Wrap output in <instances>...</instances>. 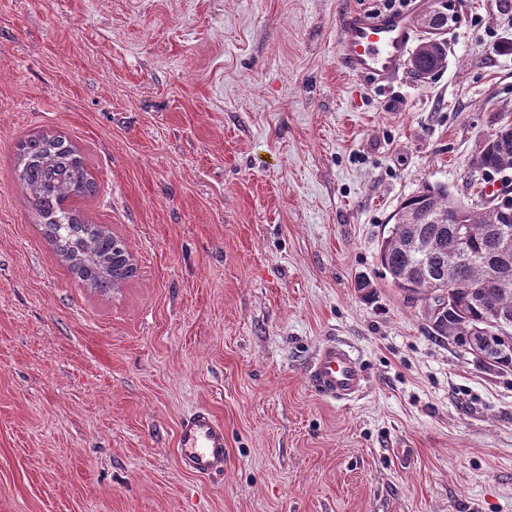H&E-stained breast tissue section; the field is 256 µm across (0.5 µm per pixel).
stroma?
Instances as JSON below:
<instances>
[{"label":"stroma","instance_id":"1","mask_svg":"<svg viewBox=\"0 0 512 512\" xmlns=\"http://www.w3.org/2000/svg\"><path fill=\"white\" fill-rule=\"evenodd\" d=\"M384 3L0 0V512H512V371L430 336L377 259L512 124V12L448 0L446 66L373 85L336 27ZM36 132L85 156L123 288L44 238L15 178ZM331 341L365 370L348 402L308 379ZM202 406L220 476L177 459Z\"/></svg>","mask_w":512,"mask_h":512}]
</instances>
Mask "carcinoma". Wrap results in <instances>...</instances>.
Returning a JSON list of instances; mask_svg holds the SVG:
<instances>
[{"label": "carcinoma", "instance_id": "1", "mask_svg": "<svg viewBox=\"0 0 512 512\" xmlns=\"http://www.w3.org/2000/svg\"><path fill=\"white\" fill-rule=\"evenodd\" d=\"M447 63L446 46L429 52L416 49L409 74L420 80ZM485 175L512 170V126L498 128L472 161ZM18 179L43 221L44 234L78 283L98 292L120 288L132 277L126 241L106 227L85 221L69 200L86 197L94 182L80 153L59 135L38 134L18 145ZM378 259L394 287L412 300L422 294L446 312L429 324L431 335L473 352L469 326L493 312L510 324L511 334L495 332L477 347L492 370H512V252L508 280L488 287L502 227H512V194L497 202L466 206L450 198L448 189L426 186L406 198L391 217ZM468 232L470 259L452 246L453 229ZM459 274L460 287H448V272Z\"/></svg>", "mask_w": 512, "mask_h": 512}]
</instances>
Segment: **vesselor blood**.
I'll list each match as a JSON object with an SVG mask.
<instances>
[{"label": "vessel or blood", "mask_w": 512, "mask_h": 512, "mask_svg": "<svg viewBox=\"0 0 512 512\" xmlns=\"http://www.w3.org/2000/svg\"><path fill=\"white\" fill-rule=\"evenodd\" d=\"M416 33L409 12L372 14L361 9L343 13L337 28L336 50L351 74L373 84H386L404 71ZM316 391L335 401H348L365 385V372L353 348L341 342L326 344L309 371ZM182 466L197 475L224 469V423L206 407L184 417L177 430Z\"/></svg>", "instance_id": "1"}]
</instances>
